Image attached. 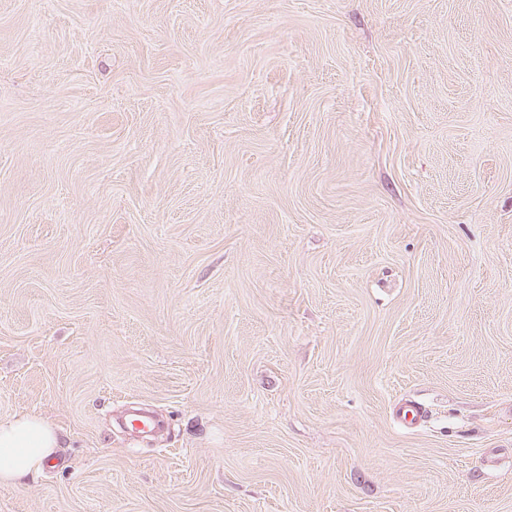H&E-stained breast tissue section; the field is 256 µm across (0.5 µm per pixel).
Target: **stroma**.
I'll list each match as a JSON object with an SVG mask.
<instances>
[{"instance_id":"35a3bbf8","label":"stroma","mask_w":512,"mask_h":512,"mask_svg":"<svg viewBox=\"0 0 512 512\" xmlns=\"http://www.w3.org/2000/svg\"><path fill=\"white\" fill-rule=\"evenodd\" d=\"M22 413L0 512H512V0H0ZM55 429L31 415L0 419V483L16 485L41 472L60 448Z\"/></svg>"}]
</instances>
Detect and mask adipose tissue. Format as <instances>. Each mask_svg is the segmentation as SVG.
<instances>
[{
	"instance_id": "adipose-tissue-1",
	"label": "adipose tissue",
	"mask_w": 512,
	"mask_h": 512,
	"mask_svg": "<svg viewBox=\"0 0 512 512\" xmlns=\"http://www.w3.org/2000/svg\"><path fill=\"white\" fill-rule=\"evenodd\" d=\"M59 446L55 429L39 417L0 419V483L11 486L41 472Z\"/></svg>"
}]
</instances>
